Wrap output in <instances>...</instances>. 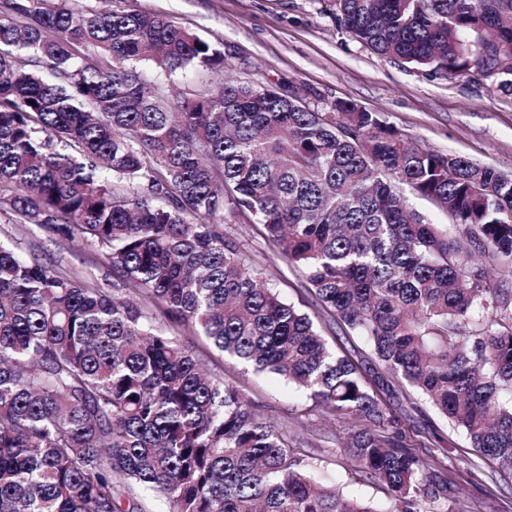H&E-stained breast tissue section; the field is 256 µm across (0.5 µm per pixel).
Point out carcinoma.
<instances>
[{
	"instance_id": "carcinoma-1",
	"label": "carcinoma",
	"mask_w": 512,
	"mask_h": 512,
	"mask_svg": "<svg viewBox=\"0 0 512 512\" xmlns=\"http://www.w3.org/2000/svg\"><path fill=\"white\" fill-rule=\"evenodd\" d=\"M332 7L379 55L512 94V0ZM206 71L224 51L159 16L0 0V206L125 278L89 288L0 242V512H122L137 492L162 512H454L443 462L406 446L385 401L404 386L512 475V175L407 146L348 100L193 85ZM227 213L263 226L382 371L326 346L224 235ZM128 292L345 424L339 451L386 505L317 480L299 419L207 374ZM398 190L403 197H405L409 205L420 214L428 218L433 224H439L443 230H447L448 233H454V227L448 222V215L430 201L420 197L414 193L408 186L396 183Z\"/></svg>"
}]
</instances>
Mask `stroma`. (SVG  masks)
Returning a JSON list of instances; mask_svg holds the SVG:
<instances>
[{"label":"stroma","instance_id":"obj_1","mask_svg":"<svg viewBox=\"0 0 512 512\" xmlns=\"http://www.w3.org/2000/svg\"><path fill=\"white\" fill-rule=\"evenodd\" d=\"M113 8L158 15L217 43L224 51L225 79L284 87L312 108L348 99L381 114L409 145L454 153L512 174V95L476 73L448 77L378 56L340 30L329 0H113ZM226 235L237 238L251 263L262 269L288 302L307 313L326 343L366 368L376 367L370 345L334 321L315 302L302 279L275 253L256 225L228 218ZM0 242L58 265L94 288L111 289L116 277L102 252L84 243H64L49 230L0 211ZM166 330L188 346L209 372L237 385L266 415L304 421L306 449L320 457L323 477L352 484L369 501L386 494L371 483L353 484L345 458L335 452L343 426L284 381L243 369L194 330L170 323ZM394 408L404 440L419 454L444 459L459 488L457 512H512V478L475 454L467 437L410 391Z\"/></svg>","mask_w":512,"mask_h":512}]
</instances>
